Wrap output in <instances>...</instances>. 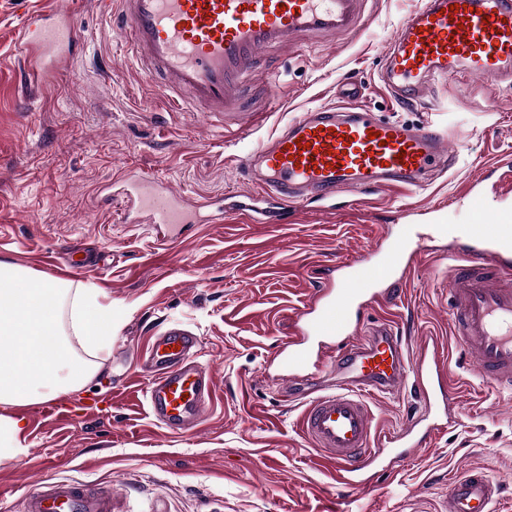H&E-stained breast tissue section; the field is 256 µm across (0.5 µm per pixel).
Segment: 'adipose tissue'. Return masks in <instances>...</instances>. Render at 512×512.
Segmentation results:
<instances>
[{
	"label": "adipose tissue",
	"instance_id": "ef3b65f1",
	"mask_svg": "<svg viewBox=\"0 0 512 512\" xmlns=\"http://www.w3.org/2000/svg\"><path fill=\"white\" fill-rule=\"evenodd\" d=\"M73 300V327L91 348L112 338V311L90 289L69 290L66 281L37 277L27 268L0 262V406H20L85 385L98 366L78 357L60 333V303Z\"/></svg>",
	"mask_w": 512,
	"mask_h": 512
}]
</instances>
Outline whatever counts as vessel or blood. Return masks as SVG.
<instances>
[{"label":"vessel or blood","instance_id":"obj_1","mask_svg":"<svg viewBox=\"0 0 512 512\" xmlns=\"http://www.w3.org/2000/svg\"><path fill=\"white\" fill-rule=\"evenodd\" d=\"M376 2L119 0L112 30L140 71L163 76L162 92L174 108L221 120L237 109L266 52L352 38ZM83 44L78 18L63 5L30 13L15 47L33 95L51 87ZM376 77L400 108L426 107L451 78L476 77L511 91L512 0H421L400 24ZM458 162L437 125L318 105L238 157L237 169L252 187L245 200L224 208L207 197L192 203L131 176L119 190L122 221L139 219L165 247L184 225L220 224L228 211L251 224H284L302 208L334 212L344 196L355 205L388 189L422 186ZM466 197L472 222L456 232L466 248L452 254L448 279L454 340L491 384L512 389V207L491 206L473 183ZM429 253L419 225L409 224L398 240L377 241L367 257L343 259L338 277L313 290L298 310L295 330L276 354L289 379L318 374L334 381L310 399L301 428L321 459L333 463L342 487L366 488L376 473L395 472L456 419L447 358L434 338L421 339L413 353L391 325L361 330L368 309L390 302L395 286ZM198 345L191 331L169 327L153 338L141 365L148 411L174 434L197 429L216 393ZM409 387L419 412L376 439L368 397ZM499 496L483 469L470 468L450 483L448 512H495ZM21 512H112V489L43 482L23 498Z\"/></svg>","mask_w":512,"mask_h":512}]
</instances>
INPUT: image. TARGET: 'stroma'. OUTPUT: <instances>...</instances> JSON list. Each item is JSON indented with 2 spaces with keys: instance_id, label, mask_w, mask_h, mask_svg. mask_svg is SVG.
<instances>
[{
  "instance_id": "stroma-1",
  "label": "stroma",
  "mask_w": 512,
  "mask_h": 512,
  "mask_svg": "<svg viewBox=\"0 0 512 512\" xmlns=\"http://www.w3.org/2000/svg\"><path fill=\"white\" fill-rule=\"evenodd\" d=\"M52 0H0V262L87 286L111 307L112 340L80 390L56 397L58 415L13 408L26 421L27 448L0 458V512H18L40 481L111 485L115 512H445L448 486L479 467L503 487L499 512H512V393L484 380L472 361L449 354L460 415L409 465L371 488L339 487L301 431L304 405L287 396L271 365L290 319L330 260L365 253L404 224L469 222L460 190L477 165L512 157V92L477 79H449L432 111L395 113L373 76L398 24L420 0H378L362 35L319 49L274 55V76L245 90L244 112L258 127L225 131L199 112L168 111L157 80L140 72L111 32L99 0H73L85 37L55 89L27 98L16 89L13 39L25 15ZM360 85V105L383 118L447 127L458 169L433 184L380 194L374 208L301 212L292 224H192L161 249L136 225L120 223L99 193L122 175L168 182L189 198L246 191L237 158L303 109L336 100L340 72ZM108 252L103 269L72 274L68 249ZM433 251L399 286L388 317L408 343L450 344L444 251ZM171 325L200 339L198 357L217 397L200 428L173 435L158 427L141 391L139 362L154 333ZM378 434L399 429L417 405L370 398Z\"/></svg>"
}]
</instances>
